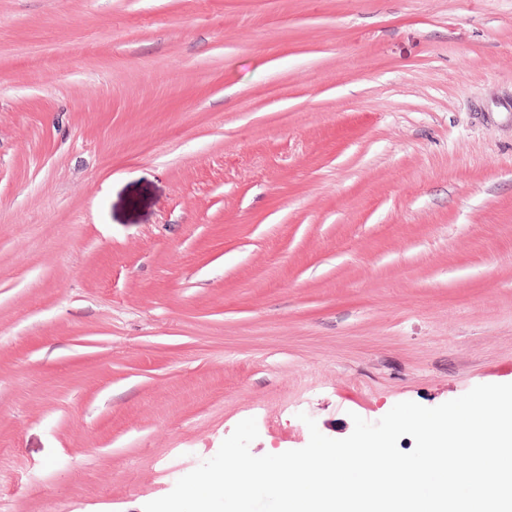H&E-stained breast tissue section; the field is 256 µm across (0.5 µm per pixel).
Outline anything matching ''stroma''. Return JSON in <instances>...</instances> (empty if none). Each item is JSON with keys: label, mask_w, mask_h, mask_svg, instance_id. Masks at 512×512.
Wrapping results in <instances>:
<instances>
[{"label": "stroma", "mask_w": 512, "mask_h": 512, "mask_svg": "<svg viewBox=\"0 0 512 512\" xmlns=\"http://www.w3.org/2000/svg\"><path fill=\"white\" fill-rule=\"evenodd\" d=\"M506 383L512 0H0V512Z\"/></svg>", "instance_id": "35a3bbf8"}]
</instances>
